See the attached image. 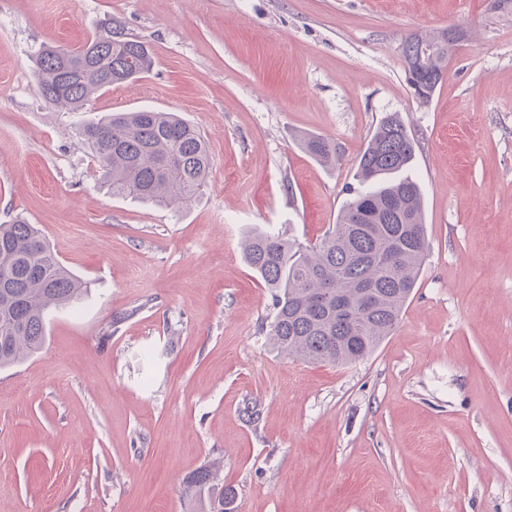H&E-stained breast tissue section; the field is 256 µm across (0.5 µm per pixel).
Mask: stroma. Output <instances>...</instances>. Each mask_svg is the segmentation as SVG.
Returning <instances> with one entry per match:
<instances>
[{
    "mask_svg": "<svg viewBox=\"0 0 512 512\" xmlns=\"http://www.w3.org/2000/svg\"><path fill=\"white\" fill-rule=\"evenodd\" d=\"M117 17L149 73L79 112L38 95L40 44ZM459 27L429 103L408 33ZM174 112L212 165L180 210L112 196L76 144L109 112ZM420 140L428 252L393 331L338 365L274 349L241 242L315 244L368 137ZM304 134L343 158L318 164ZM24 216L88 285L0 369V512H199L222 466L237 512H512V4L499 0H0V224ZM301 148L323 166H336L342 153L336 141L321 135L307 134L300 139ZM220 471L219 463L204 466L188 475L183 481V491L187 497L204 501L205 510L202 511L235 512L233 508L225 509L226 505L234 502L236 495L232 488H224Z\"/></svg>",
    "mask_w": 512,
    "mask_h": 512,
    "instance_id": "obj_1",
    "label": "stroma"
}]
</instances>
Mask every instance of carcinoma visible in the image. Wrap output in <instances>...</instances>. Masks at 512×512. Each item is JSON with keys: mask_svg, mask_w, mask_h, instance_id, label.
<instances>
[{"mask_svg": "<svg viewBox=\"0 0 512 512\" xmlns=\"http://www.w3.org/2000/svg\"><path fill=\"white\" fill-rule=\"evenodd\" d=\"M99 29L84 45H44L35 57L39 96L76 112L91 98L151 70L152 51L132 39L121 20ZM455 30L411 33L403 58L422 42L436 43L422 87L433 96L442 83ZM78 142L89 149L99 178L112 195L186 208L208 177L211 160L196 127L173 112L139 109L84 124ZM301 148L323 166L336 165V141L307 134ZM420 143L396 113L381 119L359 156L357 186L319 243L311 246L280 233L254 229L242 242L243 256L273 293L269 341L280 352L313 362L348 363L364 358L390 334L415 287L427 249L423 194L412 176ZM327 288L357 310L351 320L322 304ZM87 286L57 258L41 230L17 217L0 224V368L37 352L49 311L84 299ZM220 464L204 466L183 481L184 494L207 512L236 499L224 486Z\"/></svg>", "mask_w": 512, "mask_h": 512, "instance_id": "cac0c4a2", "label": "carcinoma"}]
</instances>
